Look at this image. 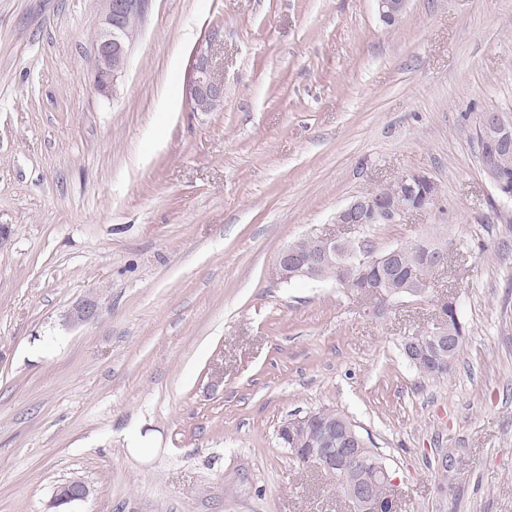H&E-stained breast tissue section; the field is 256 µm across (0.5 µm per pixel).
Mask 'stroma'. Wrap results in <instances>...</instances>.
Segmentation results:
<instances>
[{
	"instance_id": "stroma-1",
	"label": "stroma",
	"mask_w": 512,
	"mask_h": 512,
	"mask_svg": "<svg viewBox=\"0 0 512 512\" xmlns=\"http://www.w3.org/2000/svg\"><path fill=\"white\" fill-rule=\"evenodd\" d=\"M102 24L100 0H0V512H56L72 479L65 512H346L277 440L320 408L369 433L396 512H512V200L471 130L512 122V0H410L392 28L372 0H152L107 96ZM202 51L211 112L186 98ZM409 170L440 202L372 242L463 239L428 296L374 315L272 278ZM446 295L466 336L439 382L402 341ZM188 101L195 112H211L224 101V83L216 78L209 55L200 52L193 63ZM89 495L87 485L78 480H72L60 486L54 497V504H71L75 501H83Z\"/></svg>"
}]
</instances>
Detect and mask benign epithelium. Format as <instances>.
<instances>
[{"label":"benign epithelium","mask_w":512,"mask_h":512,"mask_svg":"<svg viewBox=\"0 0 512 512\" xmlns=\"http://www.w3.org/2000/svg\"><path fill=\"white\" fill-rule=\"evenodd\" d=\"M150 0H101L104 25L95 38V52L98 63L95 90L107 94L114 87L115 81L126 69L129 51L135 40V33L129 28L133 19L142 21L146 16ZM380 21L386 25L397 24L407 10L410 0H373ZM188 101L195 112H211L224 101V83L216 78L209 55L199 53L193 63V75L188 87ZM478 137V159L481 169L494 187L499 189L498 168L501 153L512 147V123H509L496 112H484L476 121ZM398 191L402 196L411 195V190L427 184L430 187L427 202L416 206L407 203L396 208L389 201L381 199L377 193L354 196L334 215V223L344 228V235H319L321 249L316 252L303 253L292 245L286 246L278 254L272 267V275L276 279L288 282L294 278H305L319 281L326 269L336 266V248L345 249L350 261L349 268L365 272L372 257L365 253L364 234L367 228L376 224H401L404 218L413 212H422L437 205L440 191L437 183L429 174L422 171H406L397 181ZM459 249V240L451 239L448 244L438 241L426 248L425 262L433 267L448 264V253ZM359 295L368 292L374 294L372 312L379 314L399 302H418L424 298V292L412 294L406 288L398 296L381 289H372L360 282L356 286ZM96 315L95 305L85 302L69 310L64 316L65 322L77 325L92 320ZM458 337L448 333L447 317L443 314L433 322L430 330V342L436 349L453 346ZM287 431L291 434L293 444L300 441H315L319 448L309 456L320 470L334 466L344 467L365 458V440L357 435L354 429L344 427L345 437L341 440L342 447L332 448L334 443L329 432L316 429L314 415H295L289 419ZM371 479L365 477L354 485L349 498L364 512H380V503L376 501L370 490ZM89 495L87 485L72 480L60 486L54 497V504H71L83 501Z\"/></svg>","instance_id":"1"}]
</instances>
